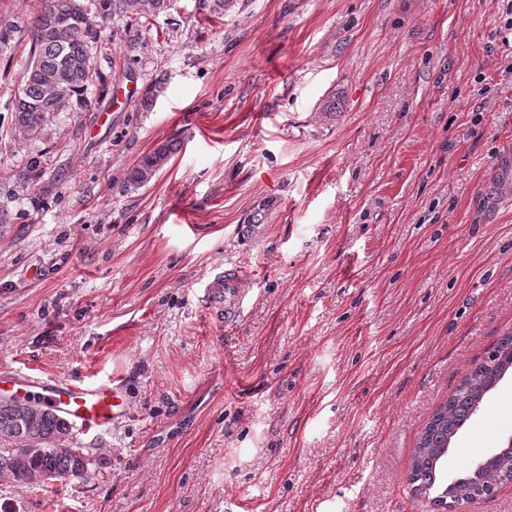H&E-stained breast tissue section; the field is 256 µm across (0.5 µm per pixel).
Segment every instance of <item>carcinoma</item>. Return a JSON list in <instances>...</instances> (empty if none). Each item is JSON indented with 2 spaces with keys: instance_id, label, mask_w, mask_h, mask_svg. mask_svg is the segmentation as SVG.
Segmentation results:
<instances>
[{
  "instance_id": "obj_1",
  "label": "carcinoma",
  "mask_w": 512,
  "mask_h": 512,
  "mask_svg": "<svg viewBox=\"0 0 512 512\" xmlns=\"http://www.w3.org/2000/svg\"><path fill=\"white\" fill-rule=\"evenodd\" d=\"M169 0H93L100 18L136 15L146 17L167 7ZM87 0H41L32 21V39L24 68L20 97L14 105L15 129L36 135L54 112L77 99L83 105L88 88L102 82L92 54L98 30L84 17ZM171 149L157 147L145 155L128 176L134 188L148 185L167 164ZM512 364V336L501 339L488 356L454 388L420 432L414 448L409 483L416 496L430 507L448 509L491 494L507 481L508 460L488 463L485 474L463 481L465 474L448 476L446 457L450 442L475 416L485 397L506 375ZM70 426L37 404L30 409L15 401L0 402V472L8 473L22 488L30 486L34 471L54 474L70 482L90 476L91 459L83 449L64 444Z\"/></svg>"
}]
</instances>
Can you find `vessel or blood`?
<instances>
[{"mask_svg":"<svg viewBox=\"0 0 512 512\" xmlns=\"http://www.w3.org/2000/svg\"><path fill=\"white\" fill-rule=\"evenodd\" d=\"M250 291L251 281L241 270L216 267L201 280L197 297L211 320L230 322L244 311ZM0 389L20 399L40 402L84 434L107 430L127 415L125 395L111 380H44L0 371Z\"/></svg>","mask_w":512,"mask_h":512,"instance_id":"1","label":"vessel or blood"}]
</instances>
